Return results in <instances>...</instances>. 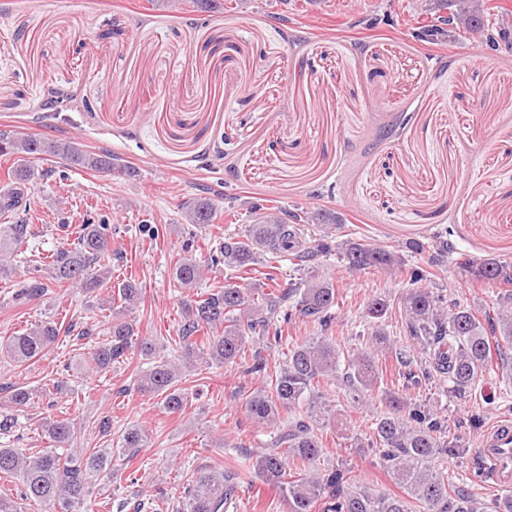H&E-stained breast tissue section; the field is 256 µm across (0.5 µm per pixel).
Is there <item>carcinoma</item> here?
Returning <instances> with one entry per match:
<instances>
[{
  "label": "carcinoma",
  "instance_id": "obj_1",
  "mask_svg": "<svg viewBox=\"0 0 512 512\" xmlns=\"http://www.w3.org/2000/svg\"><path fill=\"white\" fill-rule=\"evenodd\" d=\"M448 15L438 17L430 32L445 33V27L463 28L479 36L491 49H512V24L482 5V0H440ZM14 163L8 181L0 187V275L13 272L21 245L34 235L28 222V185L39 176L61 177L70 168L94 172L120 171L124 165L106 149L89 151L72 138L32 137L0 133V157ZM54 158L60 167L35 172V160ZM224 193L210 190L184 206V219L194 227L214 223ZM256 224L249 234L228 237L206 255L180 257L172 278L181 288H195L205 272L220 265L236 274L248 273L262 262L269 263L267 280L277 274L272 263L288 260L298 277L283 294L244 288L235 283L214 286L197 298L184 297L178 345L182 365L193 366L246 362V372L262 373V352H278L282 365L270 383L250 392L245 413L266 440L256 452V474L276 489L287 503V512H480L475 500L448 491V474L438 468L437 456L459 447V437L448 438V425L426 405L411 402L404 394L386 391L379 385L377 350L387 347L383 331L393 309L391 299L377 295L366 304V316L376 327L374 342L350 355L340 349L331 324L337 305L333 277L319 271L323 258L336 257L351 271L377 270L391 276H408V291L400 297L408 336L409 353L401 355L409 365L420 359L417 370L402 374L404 384L448 381L459 395L468 394L476 381L490 369L492 349L489 337L512 347V290L497 299L494 315L480 320L473 310L445 300L424 288L422 283L455 263L474 280L512 284V263L496 258L479 262L457 253L451 234H441L429 242L413 240L400 249H390L366 239L334 235L342 219L336 215L312 216L302 208L267 213L255 207ZM324 224L320 238L308 246L300 226L314 220ZM427 255L422 265L409 266L408 255ZM47 267L51 279L72 287L94 291L107 287L112 279V231L105 224L88 219L80 225L77 244L63 246L34 260L33 270ZM48 287L39 276L16 284L13 300L27 302L43 295ZM142 296L141 284L128 278L113 288L109 296L111 319L105 334L96 339L91 360L94 368L107 372L112 365L128 359L134 351L152 360L151 367L137 379L135 390L154 397L169 414L183 413L189 393L178 387L179 367L164 355L155 357L157 344L142 337L126 318ZM302 321L320 329L300 342L283 339L281 324ZM61 329L52 320L40 321L10 337L0 351L15 363L41 357L58 342ZM335 381L343 386L355 406H376L373 423L376 455L401 494L376 493L360 482L350 469L320 467L323 456L321 431L336 427V413L322 390V383ZM49 395L14 387L8 401L16 408L35 404L37 395ZM41 435L51 447L30 456L16 448L0 447V476L16 479L19 497L1 495L0 512H20L21 503L47 512H80L92 478L112 465V449L76 448L73 419L45 417ZM149 430L133 425L122 435V452L135 453L150 447ZM243 478L233 466L222 471L201 469L191 476L179 501L180 512H228L235 504Z\"/></svg>",
  "mask_w": 512,
  "mask_h": 512
}]
</instances>
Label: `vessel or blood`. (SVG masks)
<instances>
[{
    "label": "vessel or blood",
    "instance_id": "obj_1",
    "mask_svg": "<svg viewBox=\"0 0 512 512\" xmlns=\"http://www.w3.org/2000/svg\"><path fill=\"white\" fill-rule=\"evenodd\" d=\"M477 479L494 489H512V418L496 420L480 444Z\"/></svg>",
    "mask_w": 512,
    "mask_h": 512
}]
</instances>
